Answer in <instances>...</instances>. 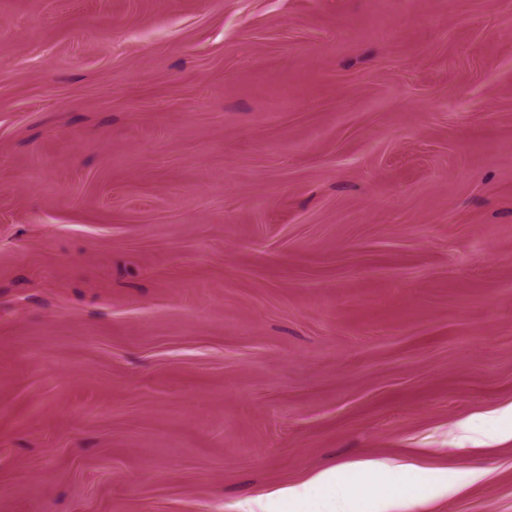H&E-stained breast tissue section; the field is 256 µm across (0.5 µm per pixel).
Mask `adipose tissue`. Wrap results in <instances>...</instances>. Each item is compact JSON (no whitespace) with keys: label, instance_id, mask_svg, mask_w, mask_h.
I'll list each match as a JSON object with an SVG mask.
<instances>
[{"label":"adipose tissue","instance_id":"adipose-tissue-1","mask_svg":"<svg viewBox=\"0 0 512 512\" xmlns=\"http://www.w3.org/2000/svg\"><path fill=\"white\" fill-rule=\"evenodd\" d=\"M280 496L308 512H353L354 494L342 470L331 468L315 473L307 481L281 490Z\"/></svg>","mask_w":512,"mask_h":512}]
</instances>
